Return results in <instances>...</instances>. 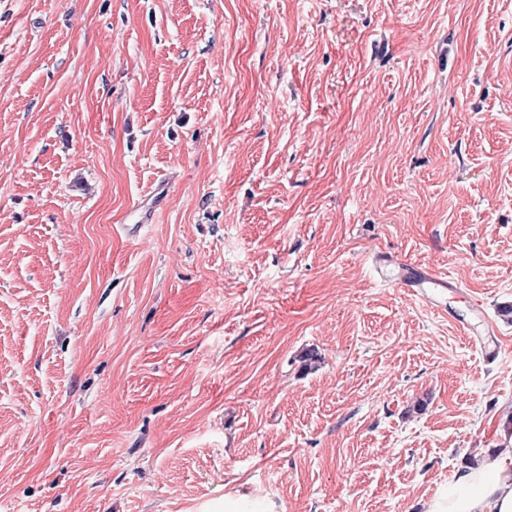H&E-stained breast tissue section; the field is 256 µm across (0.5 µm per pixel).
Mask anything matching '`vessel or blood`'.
I'll return each mask as SVG.
<instances>
[{
    "label": "vessel or blood",
    "mask_w": 512,
    "mask_h": 512,
    "mask_svg": "<svg viewBox=\"0 0 512 512\" xmlns=\"http://www.w3.org/2000/svg\"><path fill=\"white\" fill-rule=\"evenodd\" d=\"M166 194V185L161 182L155 186L148 198L136 203L135 210L140 215V221L136 224L122 225L121 230L125 236L135 238L140 235L143 223L152 217L154 203ZM370 261L377 282L409 292L429 308L440 313L447 309L448 293L458 288L457 283L449 278L447 273L398 254L379 252L371 255ZM458 325L469 341L479 347L485 358L498 357L500 345L496 339L495 317L482 303L470 302L467 316L459 318Z\"/></svg>",
    "instance_id": "b4317fda"
}]
</instances>
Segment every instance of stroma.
I'll return each instance as SVG.
<instances>
[{
  "mask_svg": "<svg viewBox=\"0 0 512 512\" xmlns=\"http://www.w3.org/2000/svg\"><path fill=\"white\" fill-rule=\"evenodd\" d=\"M376 251L512 304V0H0V512H424L512 323ZM167 194V188L165 182H159L152 194L148 197L136 203L133 207V210L139 212L141 224H120V229L125 234L126 237L136 238L140 235L144 224L147 223L153 213V203H156ZM370 261L377 282L411 293L438 313L447 312L448 292L459 289L446 272L402 255L379 252ZM496 312L490 314L482 303L470 299L468 315L457 318V322L469 341L478 346L482 355L487 359H495L500 352V345L496 339L497 327Z\"/></svg>",
  "mask_w": 512,
  "mask_h": 512,
  "instance_id": "stroma-1",
  "label": "stroma"
}]
</instances>
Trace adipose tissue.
Wrapping results in <instances>:
<instances>
[{"mask_svg":"<svg viewBox=\"0 0 512 512\" xmlns=\"http://www.w3.org/2000/svg\"><path fill=\"white\" fill-rule=\"evenodd\" d=\"M425 512H512V448L479 466L458 468L427 501Z\"/></svg>","mask_w":512,"mask_h":512,"instance_id":"ef3b65f1","label":"adipose tissue"}]
</instances>
